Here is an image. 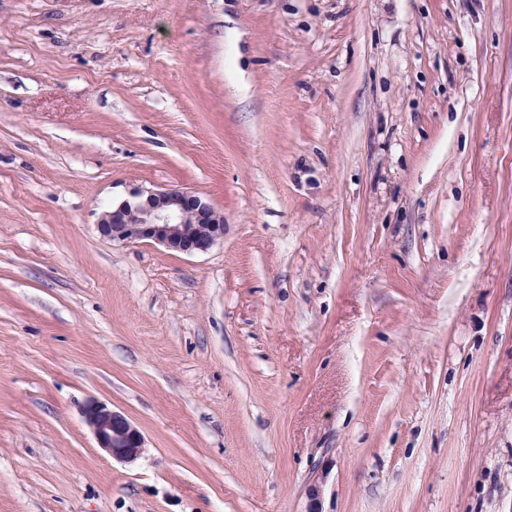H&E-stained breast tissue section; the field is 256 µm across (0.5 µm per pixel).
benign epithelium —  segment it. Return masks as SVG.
<instances>
[{
    "label": "benign epithelium",
    "instance_id": "obj_1",
    "mask_svg": "<svg viewBox=\"0 0 512 512\" xmlns=\"http://www.w3.org/2000/svg\"><path fill=\"white\" fill-rule=\"evenodd\" d=\"M101 236L120 244L153 242L169 251L193 255L224 240V214L203 195L177 188H136L131 198L112 205L97 222ZM84 420L98 448L126 463L144 452V437L121 411L89 401Z\"/></svg>",
    "mask_w": 512,
    "mask_h": 512
}]
</instances>
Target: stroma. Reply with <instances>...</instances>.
<instances>
[{"label":"stroma","mask_w":512,"mask_h":512,"mask_svg":"<svg viewBox=\"0 0 512 512\" xmlns=\"http://www.w3.org/2000/svg\"><path fill=\"white\" fill-rule=\"evenodd\" d=\"M313 503L512 512V0H0V512ZM97 227L112 242H153L187 255L206 253L224 240V214L187 189L138 187L131 199L103 211ZM84 420L92 431L98 448L121 462L131 463L144 452V437L136 425L120 411L104 402L89 401Z\"/></svg>","instance_id":"stroma-1"}]
</instances>
